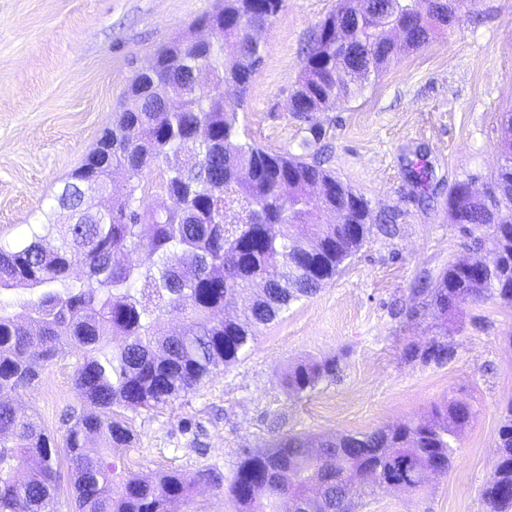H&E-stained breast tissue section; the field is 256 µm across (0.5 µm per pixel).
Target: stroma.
Returning a JSON list of instances; mask_svg holds the SVG:
<instances>
[{
  "label": "stroma",
  "mask_w": 512,
  "mask_h": 512,
  "mask_svg": "<svg viewBox=\"0 0 512 512\" xmlns=\"http://www.w3.org/2000/svg\"><path fill=\"white\" fill-rule=\"evenodd\" d=\"M216 0H0V243L26 239L63 181L94 147L136 70L155 50L213 11ZM337 0H285L261 33L263 60L245 102L229 105L260 145L297 153L306 123L289 110L311 31ZM512 109V0H477L462 22L386 67L361 95L321 112L329 169L394 216L396 232L369 242L311 298L263 328L239 362L195 391L151 409L125 410L135 440L114 449L133 473L229 475L244 449L277 436L369 432L427 419L442 403L467 404L452 469L423 490L354 499L352 512H491L482 488L497 464L512 404V307L463 304L442 313L414 294L449 264L473 258L446 205L455 182L487 190L500 163L503 112ZM428 180L417 188L412 165ZM433 339L453 356L408 357ZM332 360L313 391H287L301 362ZM75 355L48 367L14 398L63 439L77 400Z\"/></svg>",
  "instance_id": "stroma-1"
}]
</instances>
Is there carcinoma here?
Listing matches in <instances>:
<instances>
[{
  "label": "carcinoma",
  "instance_id": "carcinoma-1",
  "mask_svg": "<svg viewBox=\"0 0 512 512\" xmlns=\"http://www.w3.org/2000/svg\"><path fill=\"white\" fill-rule=\"evenodd\" d=\"M284 0H218L207 16L218 36L194 42L187 30L155 53L153 74L138 72L125 103L84 163L53 196L41 230L0 245V293L29 290L36 298L0 297V512H47L56 504L67 468L78 512H177L199 481L224 486L238 512H281L285 501L300 512H349L355 495L382 490L368 477L403 479L418 490L422 473L446 474L455 457L457 429L471 411L459 404L434 408L430 419L356 435L327 436L309 453V439L288 433L266 448L246 450L229 477L161 473L144 480L112 457L134 434L120 409H152L196 389L216 370L246 354L261 328L291 303L315 295L372 231L368 204L309 154L321 136L316 114L355 95L393 61L417 50L470 13L474 0H338L310 35L291 112L309 123L306 153L259 146L226 104L224 85L248 93L263 49L252 31L267 27ZM211 71L214 87H200L196 71ZM181 86L179 112L167 109L165 89ZM163 167L158 191L182 203L157 210L143 203L142 174ZM113 169L128 177L126 192L110 195L112 217L82 224L55 219L66 206L83 213L72 192L83 179L107 185ZM474 196L468 183L448 192L451 223L472 236L477 265L448 266L434 287L417 292L441 311L477 301L512 306V168L498 169L491 190ZM347 210V223L324 213ZM53 237L48 249L43 241ZM142 253L137 262L130 255ZM83 267L84 279L72 277ZM229 307L233 316H222ZM180 310L188 324L166 333L161 316ZM78 352L73 382L80 408L65 413L63 445L35 414H19L12 394L39 379L59 358ZM434 339L410 356L449 359ZM333 363L288 369L286 386L311 391ZM498 463L483 496L492 512H512V407L499 430Z\"/></svg>",
  "mask_w": 512,
  "mask_h": 512
}]
</instances>
